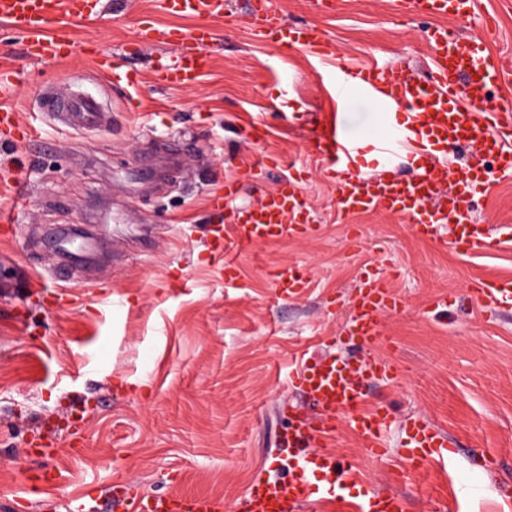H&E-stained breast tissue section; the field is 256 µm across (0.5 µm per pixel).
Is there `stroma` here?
<instances>
[{
    "instance_id": "stroma-1",
    "label": "stroma",
    "mask_w": 512,
    "mask_h": 512,
    "mask_svg": "<svg viewBox=\"0 0 512 512\" xmlns=\"http://www.w3.org/2000/svg\"><path fill=\"white\" fill-rule=\"evenodd\" d=\"M105 3L99 17L71 22L59 60L28 61L21 37L0 24V53L19 77L15 107L36 129L20 141L0 126V208L15 210L14 223H0V512H67L82 493L104 501L118 477L232 502L256 476L287 473L277 401L288 368L307 347L347 353L345 301L369 268L393 274L406 302L386 316L389 341L373 351L400 376L371 383V406L389 407L399 423L422 416L447 437L451 468L475 487L464 512H512V316L475 307L467 293L480 278H512V248L460 254L415 236L403 218L343 216L309 148L319 115L334 109L339 67L376 60L425 74L431 19L396 13L388 0H337L326 14L311 0H274L284 21L325 33L332 53L318 62L257 41L248 0H229L208 48L211 71L168 88L151 73L172 48L127 45L149 22L189 28L193 19L167 14L161 0ZM487 13L497 20L490 50L512 51V0H478L463 36L480 37ZM102 53L139 86L104 85L93 65ZM83 93L104 102L107 127L72 130L46 116L47 98ZM337 109L353 137L384 125L366 97ZM251 121L263 140L247 138ZM269 154L282 166L243 185L239 203L260 201L296 162L322 230L239 251V274L225 280L206 245L225 221L210 196ZM472 216L512 225V179L491 183ZM289 263L310 286L281 298L272 275ZM444 293L454 296L447 310L430 309ZM109 295L126 305L107 309ZM39 434L56 443L53 456L27 455ZM400 438L392 431L387 456L373 458L339 426L331 448L357 470L347 492H393L409 512H434L446 478L433 466L407 470ZM37 470L58 480L35 495Z\"/></svg>"
}]
</instances>
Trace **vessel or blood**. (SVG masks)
<instances>
[{
  "label": "vessel or blood",
  "mask_w": 512,
  "mask_h": 512,
  "mask_svg": "<svg viewBox=\"0 0 512 512\" xmlns=\"http://www.w3.org/2000/svg\"><path fill=\"white\" fill-rule=\"evenodd\" d=\"M99 4L100 0H0V21L27 37L25 53L30 60L60 59L65 43L53 28V20L62 14L89 16ZM164 5L170 13L199 18V25L181 31L155 24L143 30L131 47L179 45L178 56L154 70V81L171 86L194 84L209 70L207 48L214 37L215 20L224 15V0H164ZM392 6L397 11L409 9L440 18V25L427 35L433 49L429 75L417 79L404 65L343 67L332 87L333 103L342 104L355 93L367 95L382 111L390 131L369 141L354 139L343 132L338 113L323 114L312 149L334 184L340 211L408 218L416 235L447 241L450 249L460 253L511 241V225L493 229L470 220L467 209L476 196L484 194L485 184L458 167L454 154L465 146L482 157L493 155L503 174L512 173V108L489 102L492 89L512 79V61L494 55L485 39L466 43L458 35L454 23L471 16L474 0H392ZM249 24L257 40L272 38L318 60L330 54L319 29L284 24L272 0H254ZM16 93L15 72L1 65L0 123L20 130L28 139L33 130L21 125L12 106ZM53 117L59 125L78 129L99 128L109 122L107 112L93 97L56 100ZM368 153L375 156L377 170L365 176L360 172L361 158ZM409 159L418 165L416 176L394 178L393 169ZM306 180V170L297 169L255 205H237L239 181L225 182L212 195L213 208L225 213L228 222L212 231L207 246L223 258L225 279L238 275L234 256L239 250L318 232L304 191ZM272 286L278 295L290 297L308 288L309 279L297 266L286 264L275 270ZM470 293L477 307L512 308L511 278L479 282ZM348 307L352 317L345 333L359 349V357L339 360L304 350L288 374L289 389L314 407L310 413L293 403L281 407L288 420L281 447L292 459L288 479H256L232 506L211 496H160L122 479L112 485L113 499L123 504L125 512H299L314 499L330 503V512H408L401 495L375 492L357 501L336 488L345 473L329 441L340 422H347L369 455L377 458L384 452L383 438L393 417L383 408L369 407L367 388L377 375L394 380L399 373L394 364L374 358L371 350L384 340L385 316L401 312L405 304L385 273L367 271ZM404 431L409 469L418 470L428 463L447 467V442L435 427L412 416L405 420Z\"/></svg>",
  "instance_id": "obj_1"
}]
</instances>
